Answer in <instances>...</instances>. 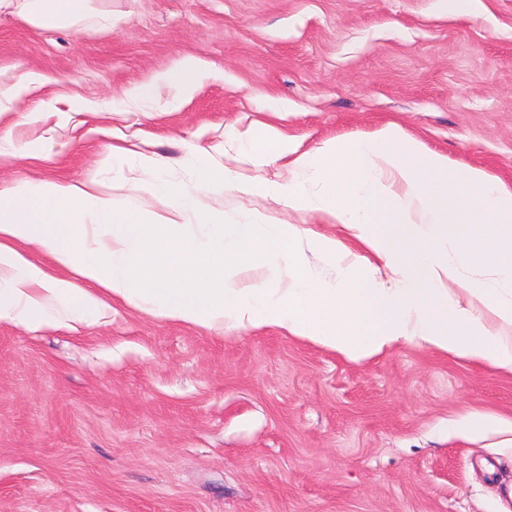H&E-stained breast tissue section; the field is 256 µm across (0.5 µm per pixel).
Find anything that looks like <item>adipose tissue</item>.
Wrapping results in <instances>:
<instances>
[{
  "label": "adipose tissue",
  "mask_w": 512,
  "mask_h": 512,
  "mask_svg": "<svg viewBox=\"0 0 512 512\" xmlns=\"http://www.w3.org/2000/svg\"><path fill=\"white\" fill-rule=\"evenodd\" d=\"M92 0H23L37 27L73 25ZM195 57L138 86L190 94ZM285 181L230 182L217 162L187 183L135 182L146 214L99 183L28 181L0 196V322L90 323L119 300L192 327L276 329L349 359L412 344L512 374V186L426 148L393 122L295 153L287 135L249 142ZM233 184L340 225L367 253L294 224L227 217L208 196ZM51 262L32 260L31 250ZM331 262L324 278L310 254ZM390 281L375 278L377 265ZM486 270L475 279L472 269Z\"/></svg>",
  "instance_id": "ef3b65f1"
}]
</instances>
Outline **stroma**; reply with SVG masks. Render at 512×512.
Returning <instances> with one entry per match:
<instances>
[{"mask_svg":"<svg viewBox=\"0 0 512 512\" xmlns=\"http://www.w3.org/2000/svg\"><path fill=\"white\" fill-rule=\"evenodd\" d=\"M105 30L0 8V192L24 179L133 189L162 160L261 182L248 138L306 151L394 122L512 185V0H95ZM187 55L190 95L129 93ZM41 83L26 84L29 73ZM277 100L293 111L276 112ZM124 160L109 163L113 147ZM227 214L341 236L264 194ZM502 423L470 436L449 419ZM0 512H512V375L412 345L361 362L277 330L214 331L124 303L90 326L0 323Z\"/></svg>","mask_w":512,"mask_h":512,"instance_id":"35a3bbf8","label":"stroma"}]
</instances>
